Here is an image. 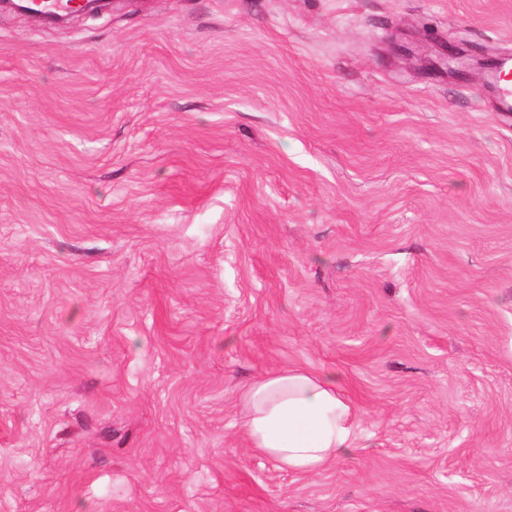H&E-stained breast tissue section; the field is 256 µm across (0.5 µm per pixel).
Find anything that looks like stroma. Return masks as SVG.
<instances>
[{
	"mask_svg": "<svg viewBox=\"0 0 512 512\" xmlns=\"http://www.w3.org/2000/svg\"><path fill=\"white\" fill-rule=\"evenodd\" d=\"M512 0L0 11V512H512ZM332 373L363 446L248 447ZM507 71L512 75V57L497 60L489 69L490 78L495 84L497 83L496 112L504 115L512 114V82L508 78ZM242 430L250 448L282 470L315 475L351 454L357 414L333 374L273 371L243 396Z\"/></svg>",
	"mask_w": 512,
	"mask_h": 512,
	"instance_id": "stroma-1",
	"label": "stroma"
}]
</instances>
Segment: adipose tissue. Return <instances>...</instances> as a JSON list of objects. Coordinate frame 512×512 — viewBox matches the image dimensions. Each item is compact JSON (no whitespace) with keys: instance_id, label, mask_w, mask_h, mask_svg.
Here are the masks:
<instances>
[{"instance_id":"obj_1","label":"adipose tissue","mask_w":512,"mask_h":512,"mask_svg":"<svg viewBox=\"0 0 512 512\" xmlns=\"http://www.w3.org/2000/svg\"><path fill=\"white\" fill-rule=\"evenodd\" d=\"M242 430L250 448L282 470L315 475L357 447V414L331 374L274 371L243 396Z\"/></svg>"}]
</instances>
